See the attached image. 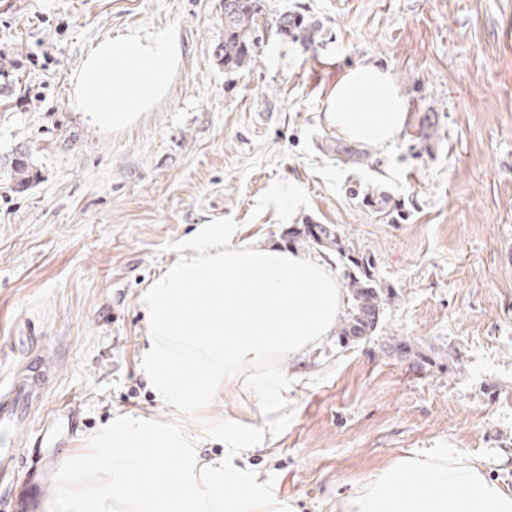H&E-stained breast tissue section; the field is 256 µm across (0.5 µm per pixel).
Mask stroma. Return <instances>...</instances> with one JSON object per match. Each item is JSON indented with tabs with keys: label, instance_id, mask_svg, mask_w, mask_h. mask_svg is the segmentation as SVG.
I'll return each mask as SVG.
<instances>
[{
	"label": "stroma",
	"instance_id": "obj_1",
	"mask_svg": "<svg viewBox=\"0 0 512 512\" xmlns=\"http://www.w3.org/2000/svg\"><path fill=\"white\" fill-rule=\"evenodd\" d=\"M255 58L225 72L222 0H0V382L40 337L58 371L43 414L80 422L42 444L19 484L51 473L121 414L178 419L141 367L140 294L204 224L311 251L336 225L394 291L373 336L331 337L295 368L298 388L249 453L251 472L299 512H330L401 451L481 458L512 487V0H257ZM298 14L308 35L283 37ZM173 28L183 59L168 95L120 131L70 108L89 46ZM388 71L407 102L378 149L336 132L326 99L351 68ZM28 155L35 180L13 185ZM292 183V212L268 206ZM433 348L430 369L389 352ZM459 360L449 364L448 351ZM10 170L14 185L19 190H26L34 180L31 163L24 153H18L10 162Z\"/></svg>",
	"mask_w": 512,
	"mask_h": 512
}]
</instances>
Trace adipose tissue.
I'll list each match as a JSON object with an SVG mask.
<instances>
[{
	"label": "adipose tissue",
	"mask_w": 512,
	"mask_h": 512,
	"mask_svg": "<svg viewBox=\"0 0 512 512\" xmlns=\"http://www.w3.org/2000/svg\"><path fill=\"white\" fill-rule=\"evenodd\" d=\"M182 58L169 28L106 36L75 72L70 107L101 131L127 128L166 97ZM327 102L337 132L357 142L390 145L405 123L398 86L371 65L349 70ZM363 102L369 111H359ZM347 301L325 257L204 225L141 294V366L178 414L206 416L205 434L222 438L223 459L201 458L200 437L173 421L119 415L53 471L47 512H284L258 476L229 464L244 437L208 412L238 388L249 390L260 416L287 407L293 368L330 336ZM333 512H512V489L489 477L480 458L408 450L337 498Z\"/></svg>",
	"instance_id": "ef3b65f1"
}]
</instances>
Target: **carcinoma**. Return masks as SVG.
<instances>
[{
	"label": "carcinoma",
	"mask_w": 512,
	"mask_h": 512,
	"mask_svg": "<svg viewBox=\"0 0 512 512\" xmlns=\"http://www.w3.org/2000/svg\"><path fill=\"white\" fill-rule=\"evenodd\" d=\"M255 0H225L224 42L214 51L216 61L226 70H235L251 61L254 55L252 31L256 26ZM277 29L282 35L302 33L306 30L304 20L294 15L279 18ZM14 185L26 190L34 180L31 163L22 153L10 162ZM311 242L319 247L335 251L348 261L352 270L343 273V288L349 296V305L336 323V335L347 342H358L375 332L380 322L384 305L391 295L374 280L371 262L335 232L329 224L319 225L312 234Z\"/></svg>",
	"instance_id": "carcinoma-1"
}]
</instances>
